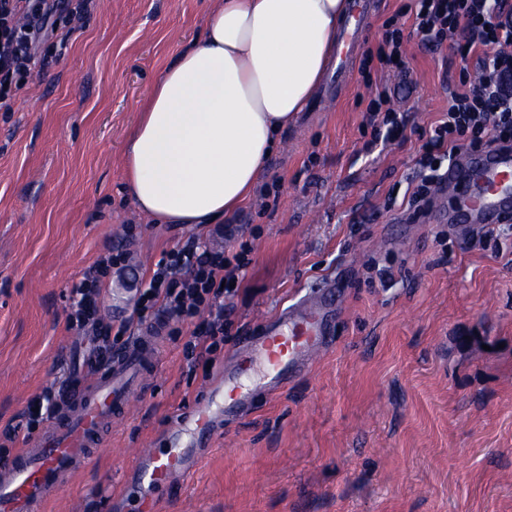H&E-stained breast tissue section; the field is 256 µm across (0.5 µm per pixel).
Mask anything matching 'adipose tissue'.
Wrapping results in <instances>:
<instances>
[{"instance_id": "adipose-tissue-1", "label": "adipose tissue", "mask_w": 512, "mask_h": 512, "mask_svg": "<svg viewBox=\"0 0 512 512\" xmlns=\"http://www.w3.org/2000/svg\"><path fill=\"white\" fill-rule=\"evenodd\" d=\"M346 7L221 0L161 71L126 140L136 209L157 224H211L243 206L318 88Z\"/></svg>"}]
</instances>
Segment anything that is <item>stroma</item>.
<instances>
[{
  "label": "stroma",
  "mask_w": 512,
  "mask_h": 512,
  "mask_svg": "<svg viewBox=\"0 0 512 512\" xmlns=\"http://www.w3.org/2000/svg\"><path fill=\"white\" fill-rule=\"evenodd\" d=\"M216 5L99 0L78 25L60 12L67 45L44 42L43 66L0 110V431L84 376L91 341L68 321L84 272L131 253L104 279L102 315L116 322L164 252L211 237L138 213L120 159L158 73ZM407 66L405 142L365 154L358 72L282 134L260 179L273 195L226 218L253 250L212 365L185 356L194 325L163 327L135 412L42 512H121L127 449L161 440L202 400L241 336L329 285L330 347L227 424L158 512H512V234L494 250L435 205L409 209L419 132L467 63L412 44Z\"/></svg>",
  "instance_id": "1"
}]
</instances>
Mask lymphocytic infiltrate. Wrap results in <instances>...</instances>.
Returning <instances> with one entry per match:
<instances>
[{
  "label": "lymphocytic infiltrate",
  "instance_id": "f902f5d3",
  "mask_svg": "<svg viewBox=\"0 0 512 512\" xmlns=\"http://www.w3.org/2000/svg\"><path fill=\"white\" fill-rule=\"evenodd\" d=\"M94 2L0 0V109H10L11 83L30 72L40 60L42 43L55 36V15L70 7L84 13ZM383 28L380 40L367 50L361 71L367 75L376 66L398 82L391 87L380 82L370 85L366 152L405 138L406 115L400 103L411 86L404 62L406 39L415 40L421 51L435 54L446 49L475 62L473 73L460 76L449 91L443 117L420 134L423 144L414 163L419 184L409 201L415 208L428 190L440 184L444 163L455 162L465 150L512 143V0H408ZM250 252L245 241L224 249L195 239L167 251L140 289L133 317L115 328L104 324L100 315L107 269L95 268L74 286L68 319L101 339L103 355L111 351L112 333L124 334L151 320L194 322L199 329L193 343L197 356L211 358L224 341V287L238 281ZM58 408L57 396L45 393L31 398L21 423L6 431V440L27 441Z\"/></svg>",
  "mask_w": 512,
  "mask_h": 512
}]
</instances>
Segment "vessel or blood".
<instances>
[{
	"label": "vessel or blood",
	"instance_id": "obj_1",
	"mask_svg": "<svg viewBox=\"0 0 512 512\" xmlns=\"http://www.w3.org/2000/svg\"><path fill=\"white\" fill-rule=\"evenodd\" d=\"M374 5L375 0H349L323 92L350 80ZM450 191L455 201L449 223L492 225L512 217V146L464 157L438 188L442 195ZM335 306L334 291L325 290L243 337L239 358L220 370L194 409L173 420L163 446L134 450L128 474L142 505L155 507L197 468L205 445L225 423L251 410L259 397L283 391L326 349ZM153 359V343L143 338L97 363L90 380L62 387L53 424L0 462V512H38L79 474L131 413Z\"/></svg>",
	"mask_w": 512,
	"mask_h": 512
}]
</instances>
